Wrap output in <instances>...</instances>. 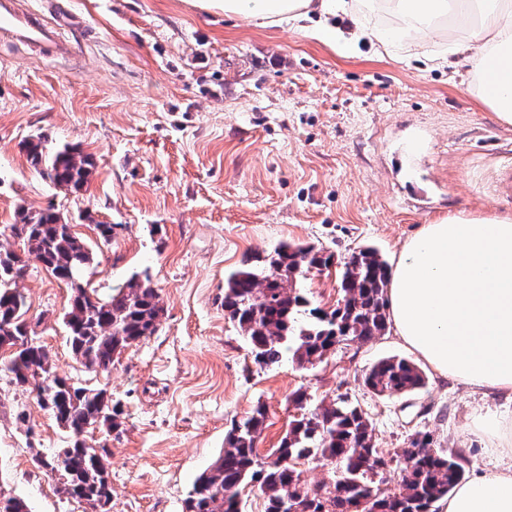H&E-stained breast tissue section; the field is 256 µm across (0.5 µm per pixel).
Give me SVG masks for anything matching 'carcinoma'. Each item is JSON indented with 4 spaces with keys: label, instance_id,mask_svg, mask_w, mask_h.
Here are the masks:
<instances>
[{
    "label": "carcinoma",
    "instance_id": "obj_1",
    "mask_svg": "<svg viewBox=\"0 0 512 512\" xmlns=\"http://www.w3.org/2000/svg\"><path fill=\"white\" fill-rule=\"evenodd\" d=\"M31 165L53 184L80 194L90 182L94 162L78 147L48 146L39 137L24 144ZM11 229L21 230L23 251L0 254V346L13 351L4 357L14 383L35 394L38 405L67 428L68 447L46 459L35 456L38 466L50 465L62 492L73 497L112 501L109 452L87 446L86 434L98 430L106 436L122 432L116 407H102L101 388L71 383L53 372L47 348L34 342V330L25 322V296L17 288L29 258L38 260L58 280L70 285L71 308L66 327L76 360L88 370L106 371L132 345L156 331L164 314L160 295L149 277H131L115 294L102 298L82 285L83 271L93 261L87 244L50 209L17 211ZM332 255L299 244H283L231 273L224 281V312L249 344L260 366L281 361L287 352L301 368L313 366L336 345L368 341L388 326L386 288L389 268L378 253L361 250L345 262L341 302L331 310L310 307L297 287H288L311 268L332 266ZM364 384L379 396L403 394L425 385L422 371L396 356L378 361ZM301 413L272 456L263 458L257 443L265 427L266 408L259 403L231 422L224 451L194 482L183 502V512H242L240 491L252 484L264 498V512H290V503L305 512H431L464 478L466 459L453 450L437 448L429 431H418L409 442L416 454L400 464L398 488H382L381 458L369 418L345 395L320 402L304 412L306 398L292 396ZM333 465L327 479L310 484L302 464ZM0 512H27L26 503L0 494Z\"/></svg>",
    "mask_w": 512,
    "mask_h": 512
}]
</instances>
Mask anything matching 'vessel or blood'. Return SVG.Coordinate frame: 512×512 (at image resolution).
Masks as SVG:
<instances>
[{
    "instance_id": "vessel-or-blood-1",
    "label": "vessel or blood",
    "mask_w": 512,
    "mask_h": 512,
    "mask_svg": "<svg viewBox=\"0 0 512 512\" xmlns=\"http://www.w3.org/2000/svg\"><path fill=\"white\" fill-rule=\"evenodd\" d=\"M0 34L40 53L63 54L69 49L54 22L41 14L23 10L18 0H0Z\"/></svg>"
}]
</instances>
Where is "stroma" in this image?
Listing matches in <instances>:
<instances>
[{"instance_id": "obj_1", "label": "stroma", "mask_w": 512, "mask_h": 512, "mask_svg": "<svg viewBox=\"0 0 512 512\" xmlns=\"http://www.w3.org/2000/svg\"><path fill=\"white\" fill-rule=\"evenodd\" d=\"M55 14L68 55L42 56L0 37V246L18 206L62 214L90 247L85 272L105 297L145 274L164 313L156 332L106 373L87 371L67 342L70 291L29 261L17 282L55 372L106 388L124 431L87 445L111 453V512H182L196 477L224 447L231 420L267 408L260 455L296 412L349 395L378 448L395 453L418 430L463 450L467 471L503 466L473 427L478 410L512 415V398L425 370L422 388L378 396L363 384L379 360L412 353L394 334L337 345L300 368L291 355L256 365L224 313V278L284 242L332 253L297 285L335 307L348 258L366 247L395 262L425 224L447 215L512 214L498 193L512 167V125L498 121L458 75L404 56L355 57L303 33L264 27L191 0H24ZM70 144L95 163L73 194L31 166L25 142ZM111 224V241L96 224ZM70 435L0 370V486L30 512H83L33 458Z\"/></svg>"}]
</instances>
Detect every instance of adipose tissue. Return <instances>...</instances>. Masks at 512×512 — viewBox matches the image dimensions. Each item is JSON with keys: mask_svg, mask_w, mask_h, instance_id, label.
Returning a JSON list of instances; mask_svg holds the SVG:
<instances>
[{"mask_svg": "<svg viewBox=\"0 0 512 512\" xmlns=\"http://www.w3.org/2000/svg\"><path fill=\"white\" fill-rule=\"evenodd\" d=\"M263 26H288L357 53L402 49L428 70L468 62L476 96L512 124V0H196ZM344 14L345 34L331 19ZM395 333L440 376L512 393V216H447L410 238L390 271ZM442 512H512V465L479 470Z\"/></svg>", "mask_w": 512, "mask_h": 512, "instance_id": "ef3b65f1", "label": "adipose tissue"}]
</instances>
